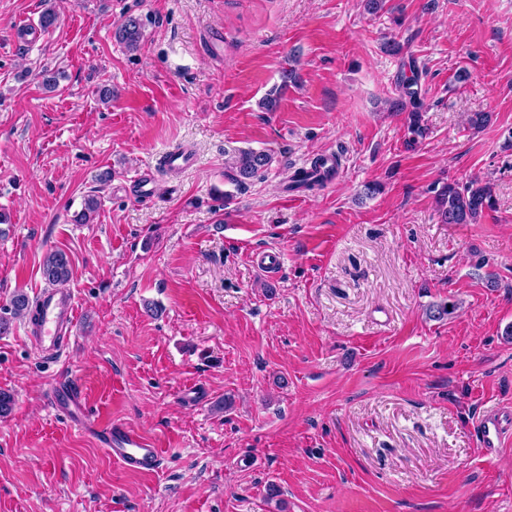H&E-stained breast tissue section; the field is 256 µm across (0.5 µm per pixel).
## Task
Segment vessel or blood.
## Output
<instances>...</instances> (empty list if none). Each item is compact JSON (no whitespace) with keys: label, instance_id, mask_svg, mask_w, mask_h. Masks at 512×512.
Returning a JSON list of instances; mask_svg holds the SVG:
<instances>
[{"label":"vessel or blood","instance_id":"vessel-or-blood-1","mask_svg":"<svg viewBox=\"0 0 512 512\" xmlns=\"http://www.w3.org/2000/svg\"><path fill=\"white\" fill-rule=\"evenodd\" d=\"M36 320L29 332V341L41 357L53 359L67 347L77 325V301L73 293L55 288L38 293L35 300ZM50 402L54 409L71 422L83 426L94 434L100 447L115 462L130 472H150L159 468L163 450L141 433L119 424L100 427L92 422L84 408L77 386L61 381L52 387ZM475 433L481 446L493 452L512 436V418L504 413L482 411Z\"/></svg>","mask_w":512,"mask_h":512}]
</instances>
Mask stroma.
<instances>
[{
  "label": "stroma",
  "mask_w": 512,
  "mask_h": 512,
  "mask_svg": "<svg viewBox=\"0 0 512 512\" xmlns=\"http://www.w3.org/2000/svg\"><path fill=\"white\" fill-rule=\"evenodd\" d=\"M53 3L24 45L44 0H0V512H512V439L490 454L474 432L512 412V0ZM130 17L134 52L114 37ZM411 75L412 146L392 107ZM175 146L193 168L163 167ZM248 147L275 161L239 186L225 159ZM329 152L333 178L289 200ZM474 177L494 210L442 223L438 191ZM262 246L284 256L270 278ZM52 250L78 320L45 361L10 309ZM63 378L158 442L159 470L52 411ZM417 83L414 76L405 77L401 81V95L400 99L396 101L394 107H401L400 110H405L407 101L411 106L412 110L408 113V126L407 131L411 135L408 138V145L413 144L418 138H423L426 135L427 128L422 123V112L421 107L422 103L420 102V98L418 97V91L413 89V86ZM404 99V100H403Z\"/></svg>",
  "instance_id": "obj_1"
}]
</instances>
